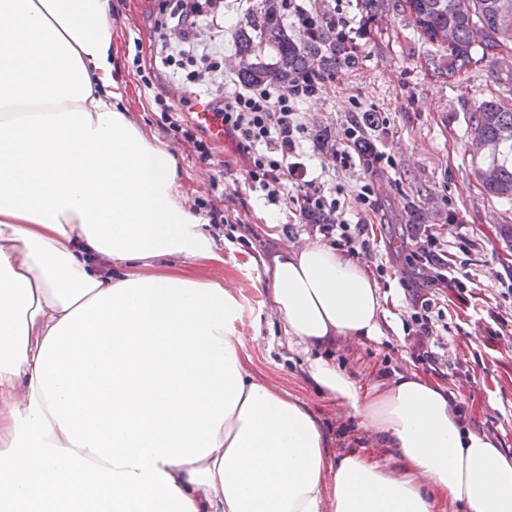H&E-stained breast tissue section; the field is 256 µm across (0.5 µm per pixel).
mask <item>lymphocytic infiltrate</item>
I'll return each instance as SVG.
<instances>
[{
	"mask_svg": "<svg viewBox=\"0 0 512 512\" xmlns=\"http://www.w3.org/2000/svg\"><path fill=\"white\" fill-rule=\"evenodd\" d=\"M223 0H156L155 57L163 67L189 86L212 81L224 72V24L220 19ZM333 75L308 71L298 74L288 88L270 84L228 89L214 95V118L224 126L243 160L241 167L224 163L219 179L238 174L249 187L264 192L271 201L287 198L302 223L329 238L348 254L361 256L368 251L367 241H356L355 233L365 232L373 215L380 210L375 181L390 167L383 152L361 154L355 128H347L344 147H333L329 156L334 168L362 166L368 178L357 190L354 201L359 218L349 222L345 206L335 192L325 191L311 178L304 161L303 143L311 132L299 111L301 102L317 95ZM163 132L194 148L200 161L213 158L209 141L199 137L198 126L173 112L165 98H158ZM409 267L417 269L421 284L412 286L413 311L408 325L411 357L433 360L427 347L433 334L430 312L442 289L460 287L461 272L440 253L433 235L416 241L407 256Z\"/></svg>",
	"mask_w": 512,
	"mask_h": 512,
	"instance_id": "obj_1",
	"label": "lymphocytic infiltrate"
}]
</instances>
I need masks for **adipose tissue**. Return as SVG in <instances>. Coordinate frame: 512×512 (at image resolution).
<instances>
[{
    "mask_svg": "<svg viewBox=\"0 0 512 512\" xmlns=\"http://www.w3.org/2000/svg\"><path fill=\"white\" fill-rule=\"evenodd\" d=\"M112 0H0V512H512V457L414 374L364 390L324 349L383 297L324 242L262 267L311 381L394 449L325 466L317 419L239 361L218 283L126 265L209 254L177 161L129 118Z\"/></svg>",
    "mask_w": 512,
    "mask_h": 512,
    "instance_id": "1",
    "label": "adipose tissue"
}]
</instances>
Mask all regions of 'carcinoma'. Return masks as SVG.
Wrapping results in <instances>:
<instances>
[{
  "label": "carcinoma",
  "mask_w": 512,
  "mask_h": 512,
  "mask_svg": "<svg viewBox=\"0 0 512 512\" xmlns=\"http://www.w3.org/2000/svg\"><path fill=\"white\" fill-rule=\"evenodd\" d=\"M360 6L367 20L391 8L408 14L417 33L435 47L430 57L433 72L446 79L505 47L498 33L506 17L512 35V0H360ZM477 23L487 32L482 47L471 37ZM450 29L455 41L445 46L442 36ZM235 44L238 55L250 60L238 73L239 82L247 86L275 84L286 88L295 75L309 69L334 72L359 63L345 45L329 36L308 38L285 24L279 0H260L247 25L236 32ZM467 126L471 135L489 144L480 165L497 172L495 184L485 192L512 203V104L493 97L485 99L470 108Z\"/></svg>",
  "instance_id": "carcinoma-1"
}]
</instances>
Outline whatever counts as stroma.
I'll use <instances>...</instances> for the list:
<instances>
[{
    "mask_svg": "<svg viewBox=\"0 0 512 512\" xmlns=\"http://www.w3.org/2000/svg\"><path fill=\"white\" fill-rule=\"evenodd\" d=\"M257 2L224 0V63L230 72L239 69L236 31ZM153 9V0H112L113 60L133 74L126 93L132 121L175 156L178 189L191 203L206 196L221 161L235 162L239 156L228 138L215 142L213 160L204 163L189 146L161 131L156 97H165L180 112L190 111L191 104L180 98L181 84L166 73L148 85L137 71L138 62L152 60ZM357 42L358 66L339 70L331 87L300 106L314 135H326L331 142L342 141L348 120L360 110L390 123L386 131H361L394 164L376 182L381 211L370 251L361 260L385 297L383 334L376 341L337 337L330 355L364 389L396 372H413L447 386L465 420L512 455V334L500 332L502 322H512V241L501 233L502 225H512V204L484 193L466 123L475 102L492 96L512 101V52L505 53L504 66L480 63L452 78L438 77L428 66L432 46L395 10L378 18ZM304 150L312 166L322 167L325 188L340 187L349 195L366 177L359 166L330 167L314 140ZM224 209L231 216L249 214L247 241L224 232L216 237L212 255L137 265L130 274L224 284L238 302L241 365L254 381L313 413L326 440L328 470L352 450L394 462L393 450L382 447L352 409L310 381L305 357L285 336L271 303L259 258L314 241V234L300 224L287 201L268 202L262 192L242 185L226 187ZM414 212L421 224L411 223ZM425 227L467 274L461 292L443 291L438 302L440 314L432 319L438 357L433 366L416 361L407 347L410 303L402 282L405 257Z\"/></svg>",
    "mask_w": 512,
    "mask_h": 512,
    "instance_id": "stroma-1",
    "label": "stroma"
}]
</instances>
